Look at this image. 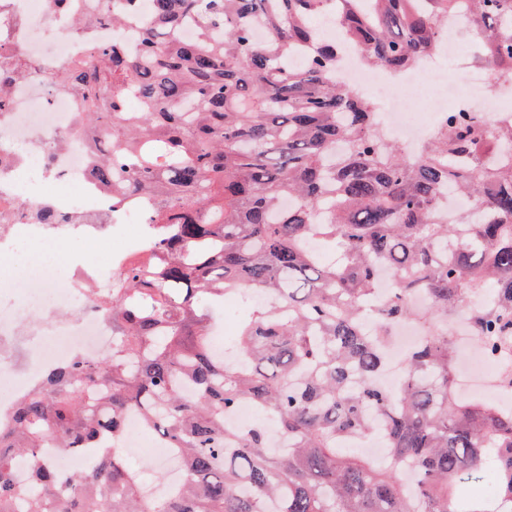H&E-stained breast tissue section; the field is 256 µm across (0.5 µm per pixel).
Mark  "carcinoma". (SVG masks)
Returning a JSON list of instances; mask_svg holds the SVG:
<instances>
[{"mask_svg": "<svg viewBox=\"0 0 512 512\" xmlns=\"http://www.w3.org/2000/svg\"><path fill=\"white\" fill-rule=\"evenodd\" d=\"M148 2L136 56L94 45L61 87L109 138L97 163L121 181L112 207L151 201L154 245L106 301L112 356L52 369L0 425V512H500L512 502V409L458 396L439 320L467 307L485 349L512 341V128L483 161L485 124L453 109L407 156L378 130L376 102L336 81L338 43L313 25L325 0ZM335 4L336 29L395 76L441 53L440 29L464 7L479 61L512 83V0ZM187 18L195 38L170 37ZM297 46L302 69L287 64ZM445 186L480 218L445 211ZM315 242L338 259L324 263ZM382 267L397 282L377 301ZM249 289L274 301L246 306L226 362L210 342L215 309ZM421 293L430 306H411ZM368 319L427 331L396 390L375 383L386 337L365 334ZM244 403L287 448L261 424L227 423ZM131 410L186 469L161 502L143 497L122 454ZM369 436L388 466L349 454ZM45 448L88 451L93 465L63 473ZM488 464L495 494L460 498Z\"/></svg>", "mask_w": 512, "mask_h": 512, "instance_id": "cac0c4a2", "label": "carcinoma"}]
</instances>
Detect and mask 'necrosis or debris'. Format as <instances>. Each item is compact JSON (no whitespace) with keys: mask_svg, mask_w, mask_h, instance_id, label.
<instances>
[{"mask_svg":"<svg viewBox=\"0 0 512 512\" xmlns=\"http://www.w3.org/2000/svg\"><path fill=\"white\" fill-rule=\"evenodd\" d=\"M112 0H0V67L11 64L22 48L29 66L6 84L9 104L0 107V256L25 249L30 273L14 278L0 291V415L37 386L54 365L80 358L99 361L112 350L111 319L103 306L113 278L145 250V209L133 204L112 207V187L96 176V151L87 119L55 79L63 64L81 55L90 42L123 45L137 54L149 14L140 0L117 26L78 28L77 20ZM470 21L458 11L441 34L457 66L448 70L430 63L393 78L365 67L359 51L343 45L338 66L341 83L373 88L385 97L380 121L388 136L417 149L429 128L439 127L449 107L467 111L472 95L501 87L498 74L469 64ZM413 99L426 100L429 125L417 124L408 111ZM67 242H94L99 262L87 263L80 252L67 258L68 277L58 271V247ZM456 348L455 382L471 393L494 392L501 402L512 399V377L501 371L503 355H488L476 344L470 312L451 318ZM422 328L398 321L388 328L385 350L390 360L377 382L386 388L399 383L404 357L420 341ZM150 465L160 467L164 483L144 484L146 497L161 499L185 480L178 457L162 438Z\"/></svg>","mask_w":512,"mask_h":512,"instance_id":"4bbe7bcc","label":"necrosis or debris"}]
</instances>
